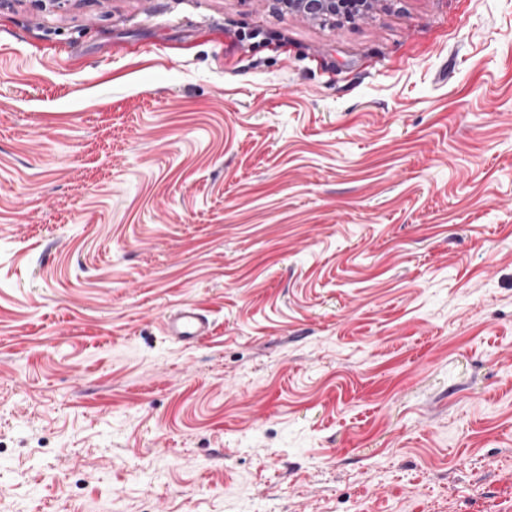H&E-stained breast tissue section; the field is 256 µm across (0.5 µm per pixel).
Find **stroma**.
<instances>
[{
	"instance_id": "obj_1",
	"label": "stroma",
	"mask_w": 512,
	"mask_h": 512,
	"mask_svg": "<svg viewBox=\"0 0 512 512\" xmlns=\"http://www.w3.org/2000/svg\"><path fill=\"white\" fill-rule=\"evenodd\" d=\"M0 512H512V0H0ZM288 11L305 18L351 15L353 18L367 11L370 0H275ZM210 328L208 318L194 304H180L170 311L164 321L166 336L184 342L194 343L207 335Z\"/></svg>"
}]
</instances>
